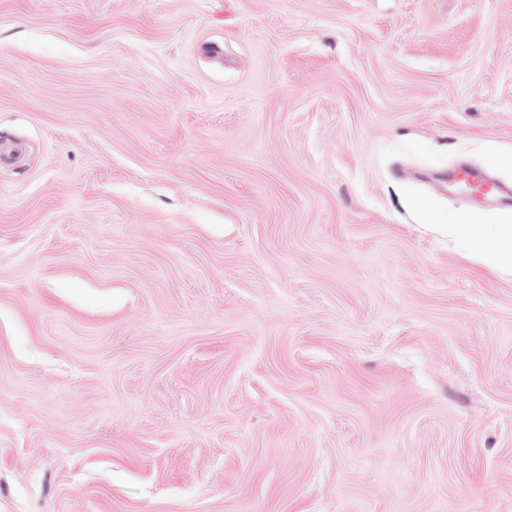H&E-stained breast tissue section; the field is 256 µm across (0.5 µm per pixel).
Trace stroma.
<instances>
[{
    "mask_svg": "<svg viewBox=\"0 0 512 512\" xmlns=\"http://www.w3.org/2000/svg\"><path fill=\"white\" fill-rule=\"evenodd\" d=\"M512 0H0V512H512ZM445 181L453 189L463 188L476 200L489 201L501 208L512 209V186L490 181L483 167H466L453 170L445 175ZM448 224V232L469 240L477 258L498 269L512 271V224Z\"/></svg>",
    "mask_w": 512,
    "mask_h": 512,
    "instance_id": "35a3bbf8",
    "label": "stroma"
}]
</instances>
